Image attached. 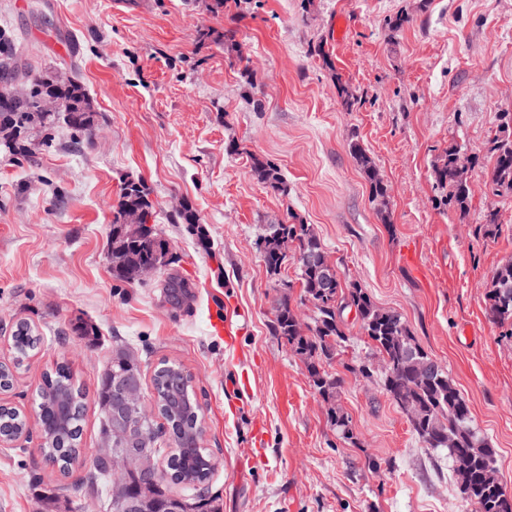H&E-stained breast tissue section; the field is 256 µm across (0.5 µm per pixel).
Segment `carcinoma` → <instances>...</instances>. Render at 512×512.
<instances>
[{"mask_svg":"<svg viewBox=\"0 0 512 512\" xmlns=\"http://www.w3.org/2000/svg\"><path fill=\"white\" fill-rule=\"evenodd\" d=\"M13 50V33L0 29L1 85L25 77V70L13 62ZM44 79L46 76L42 75L28 80L33 88L28 99L0 105V133L6 129L13 131L12 140L6 143L12 150L25 147L31 124L36 122L46 131L56 123L54 115L39 122L34 120L35 100L44 93ZM336 88L347 109L361 103L339 77ZM59 98L65 103L62 115L69 129L76 134L91 132L92 113L81 108L83 104L92 105L84 87L74 81L59 92ZM490 143L492 164L486 168V176L497 195H509L512 193L511 112L499 113L497 130ZM350 152L369 181L373 196L385 197L387 186L365 149L353 143ZM478 162V156H468L460 147L451 145L434 169L437 185L447 190L446 204L462 216L469 208L468 172ZM253 171L267 187L285 191L280 169L274 163L255 157ZM150 194L147 186L141 189L123 185L112 206V277L117 280L138 283L143 266L161 268L169 264V244L160 230L153 226L132 235L122 227L131 211L154 209ZM180 218L196 232L201 245L209 247L200 217L191 206H185ZM482 224L486 235L497 234L500 210L485 211ZM291 245L300 257L298 270L303 297L315 308L313 327L310 334L303 333L300 316L285 293L278 300L272 330L303 359L314 387L328 403V418L337 433L344 439H353L349 416L337 403L341 381L322 372L319 364L322 359L330 358L344 341L340 311L350 306L356 309L365 335L382 357L383 392L407 416L414 433L426 447L448 450L455 483L472 512H512V492L490 478V473L497 471V450L477 435L471 426L466 399L448 373L417 343L402 315L376 307L370 296L356 285L346 290L338 281L334 288L323 287V279L331 274V267L325 264L326 252L308 224L283 221L272 225L269 234L260 240L268 271L275 274L280 270ZM487 300L490 319L500 325L512 324V260L496 269ZM11 339L13 368L6 367L0 374L7 384L13 381V370L24 366L41 343L40 333L28 323L18 325ZM113 374L125 377L137 390H143L140 364L122 342L113 344L112 358L97 388L103 435L120 431L124 425V420L113 417L109 382ZM152 383L155 408L164 423L150 420L147 432L154 448L152 470L130 475L128 494L140 502L143 512H209L199 486L208 480L214 463L208 449L202 447L201 407L192 378L181 366L163 361L155 368ZM82 400V388L67 364H59L54 373L44 376L38 392L41 451L63 475L70 473L72 460L80 456L81 416L74 414V410L82 406ZM0 432L21 439L28 433L26 415L14 407H0ZM110 470L111 467L95 460L86 476V482L100 486L108 498L111 497Z\"/></svg>","mask_w":512,"mask_h":512,"instance_id":"carcinoma-1","label":"carcinoma"}]
</instances>
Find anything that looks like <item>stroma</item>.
Wrapping results in <instances>:
<instances>
[{
    "label": "stroma",
    "instance_id": "1",
    "mask_svg": "<svg viewBox=\"0 0 512 512\" xmlns=\"http://www.w3.org/2000/svg\"><path fill=\"white\" fill-rule=\"evenodd\" d=\"M0 0V26L30 76L77 78L96 110L91 133L57 125L29 151L0 144V361L20 322L44 341L0 403L37 413L44 374L66 363L86 390L82 448L102 443L96 395L123 340L144 379L160 361L190 373L203 445L216 461L204 484L219 512H471L445 451H434L383 392L378 353L355 309L346 341L322 365L340 378L353 439H341L300 356L271 330L290 294L303 325L296 259L270 273L258 245L269 225H312L343 287L359 286L400 313L420 346L469 404L512 490V326L487 315L495 270L512 259V199L486 177L497 115L512 112V0ZM403 14L409 23L392 29ZM237 32V48L205 38ZM361 104L346 110L337 81ZM360 143L380 170L373 197L350 154ZM236 151H229V144ZM479 156L467 215L441 202L433 170L450 145ZM276 163L284 191L267 188L253 157ZM153 190V221L168 266L142 282L112 277V206L125 179ZM198 211L197 244L178 211ZM503 214L485 235L488 205ZM186 290L171 297L169 278ZM219 317L235 345L213 334ZM93 325L82 338L71 325ZM38 431L0 447V512H107L85 482L46 465ZM378 459L379 472L367 466Z\"/></svg>",
    "mask_w": 512,
    "mask_h": 512
}]
</instances>
